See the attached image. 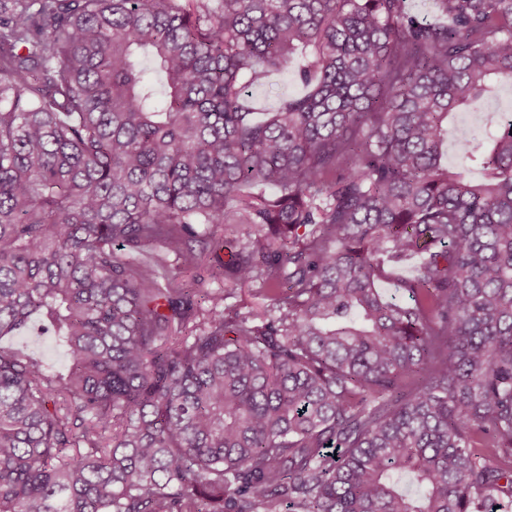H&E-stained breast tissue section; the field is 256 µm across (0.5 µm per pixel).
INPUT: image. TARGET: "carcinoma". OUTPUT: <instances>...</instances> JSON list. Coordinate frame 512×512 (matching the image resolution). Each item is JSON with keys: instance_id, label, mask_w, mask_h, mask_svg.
Listing matches in <instances>:
<instances>
[{"instance_id": "carcinoma-1", "label": "carcinoma", "mask_w": 512, "mask_h": 512, "mask_svg": "<svg viewBox=\"0 0 512 512\" xmlns=\"http://www.w3.org/2000/svg\"><path fill=\"white\" fill-rule=\"evenodd\" d=\"M432 2L0 0V338L68 360L0 346V512H512V123L442 163L512 0ZM299 66L300 58L295 55L288 65V70L274 74L270 78V81L275 83L272 87H255L252 89L255 100L261 106L260 112H266V110L274 107L275 104L272 101L277 95L282 93L298 94L304 91L303 85L297 76ZM0 345L32 352L54 371L63 370L67 365L66 350L53 336L37 333L20 338H4Z\"/></svg>"}]
</instances>
